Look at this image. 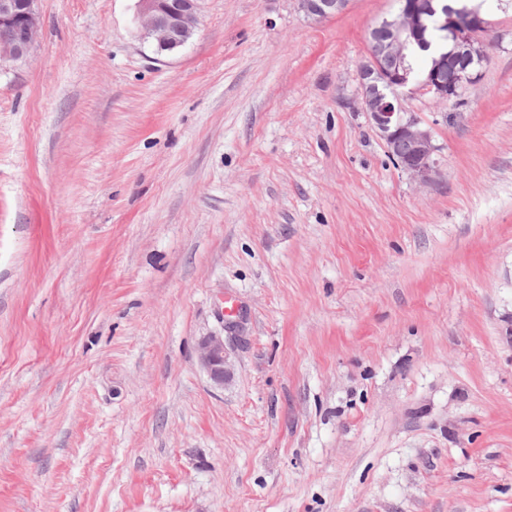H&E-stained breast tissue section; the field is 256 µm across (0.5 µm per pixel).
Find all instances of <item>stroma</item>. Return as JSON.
I'll use <instances>...</instances> for the list:
<instances>
[{"instance_id": "1", "label": "stroma", "mask_w": 512, "mask_h": 512, "mask_svg": "<svg viewBox=\"0 0 512 512\" xmlns=\"http://www.w3.org/2000/svg\"><path fill=\"white\" fill-rule=\"evenodd\" d=\"M396 0H38L0 63V512H512V0L480 77L360 112ZM232 376L211 383L202 337ZM199 11V0H137L141 37L155 44L159 53H176L193 36ZM298 9L303 14L315 21L342 13L348 0H296ZM199 361L216 386H224L231 377V367L224 345V336H204L199 344Z\"/></svg>"}]
</instances>
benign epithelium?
<instances>
[{
  "mask_svg": "<svg viewBox=\"0 0 512 512\" xmlns=\"http://www.w3.org/2000/svg\"><path fill=\"white\" fill-rule=\"evenodd\" d=\"M298 9L315 21L342 13L348 0H296ZM36 0H0V60L25 57L37 35L39 17ZM199 0H137V20L141 37L155 44L160 53L173 54L193 36L199 21ZM438 29L452 41L449 56L464 64L460 83H470L479 74L487 52L478 34L487 31L488 22L477 9L438 10L433 0H399L398 13L369 36V57L358 70L359 106L372 129L387 149L403 144L406 150L397 156V166L420 182L430 181L437 171L432 133L413 112L406 111L400 95L420 93L438 101L458 94V86L444 83L440 68L430 67L421 80L411 77L408 64L410 46L426 40V33ZM397 61V68L384 72L376 57ZM199 361L216 386H224L231 367L224 337L212 334L201 339Z\"/></svg>",
  "mask_w": 512,
  "mask_h": 512,
  "instance_id": "1",
  "label": "benign epithelium"
}]
</instances>
